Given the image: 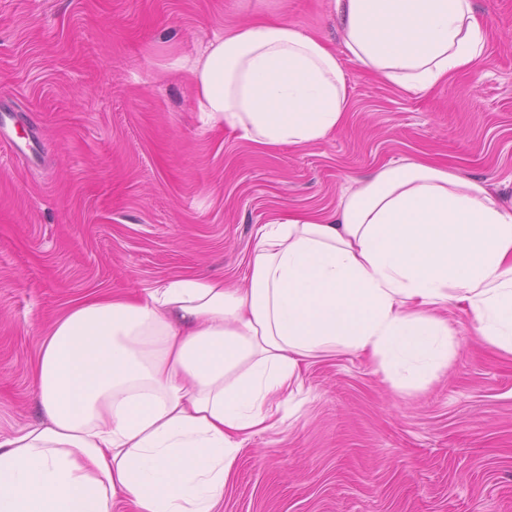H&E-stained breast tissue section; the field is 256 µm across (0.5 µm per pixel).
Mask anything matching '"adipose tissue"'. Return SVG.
Here are the masks:
<instances>
[{"label": "adipose tissue", "instance_id": "1", "mask_svg": "<svg viewBox=\"0 0 512 512\" xmlns=\"http://www.w3.org/2000/svg\"><path fill=\"white\" fill-rule=\"evenodd\" d=\"M335 7L341 51L284 20L181 60L206 123L307 146L345 120L343 61L419 94L486 56L474 0ZM247 266L233 285L179 274L73 302L36 362L46 422L0 438V512H220L241 449L286 422L306 359L356 353L418 387L448 366L451 303L512 354V209L423 159L356 181L332 214L262 225Z\"/></svg>", "mask_w": 512, "mask_h": 512}]
</instances>
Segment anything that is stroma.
Segmentation results:
<instances>
[{
    "mask_svg": "<svg viewBox=\"0 0 512 512\" xmlns=\"http://www.w3.org/2000/svg\"><path fill=\"white\" fill-rule=\"evenodd\" d=\"M332 2L0 0V436L44 420L43 334L83 296L178 273L237 282L260 225L333 213L343 187L406 157L512 206V0H474L485 60L430 92L343 61L346 120L320 143L266 148L202 122L177 58L281 18L339 49ZM448 323L447 371L412 390L355 354L309 359L222 512H512V355L461 305Z\"/></svg>",
    "mask_w": 512,
    "mask_h": 512,
    "instance_id": "35a3bbf8",
    "label": "stroma"
}]
</instances>
